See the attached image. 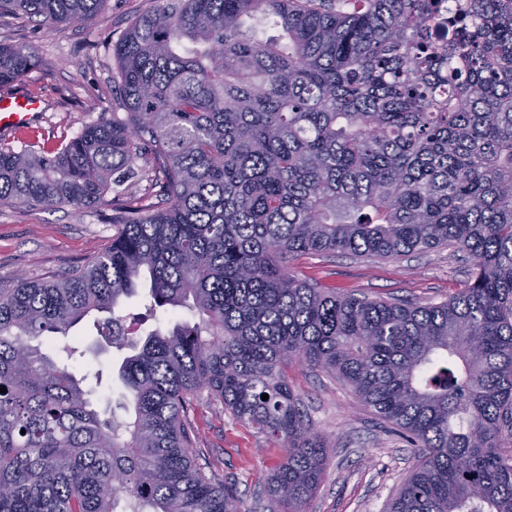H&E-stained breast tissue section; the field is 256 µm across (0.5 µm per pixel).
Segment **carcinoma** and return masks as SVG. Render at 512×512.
I'll use <instances>...</instances> for the list:
<instances>
[{
  "instance_id": "1",
  "label": "carcinoma",
  "mask_w": 512,
  "mask_h": 512,
  "mask_svg": "<svg viewBox=\"0 0 512 512\" xmlns=\"http://www.w3.org/2000/svg\"><path fill=\"white\" fill-rule=\"evenodd\" d=\"M104 3L0 0V18L74 24ZM112 58V117L51 151L0 142V206L110 204L118 225L87 266L0 285V512H237L192 448L202 390L283 448L268 510L299 512L325 453L294 362L418 449L389 512H512V0H156ZM35 62L0 44V85ZM436 248L470 263L441 304L288 270ZM140 288L171 317L135 338L120 307ZM96 313L122 419L78 347L37 344Z\"/></svg>"
}]
</instances>
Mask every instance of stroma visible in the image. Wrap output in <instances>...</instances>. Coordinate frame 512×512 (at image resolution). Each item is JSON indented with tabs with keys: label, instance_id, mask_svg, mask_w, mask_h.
<instances>
[{
	"label": "stroma",
	"instance_id": "stroma-1",
	"mask_svg": "<svg viewBox=\"0 0 512 512\" xmlns=\"http://www.w3.org/2000/svg\"><path fill=\"white\" fill-rule=\"evenodd\" d=\"M155 0H105L101 11L79 26H42L23 18L0 19V43L34 47L39 63L20 90L41 99L38 121L23 137L55 144L112 110V52L107 38H120ZM115 226L91 210L39 206L0 208V284L17 276L37 280L90 263L112 241ZM298 278L325 288L371 298H404L440 304L467 286L468 265L447 249L393 260L346 253L301 255L288 263ZM84 361L103 373L101 407L115 408L121 391L116 358L98 344L93 323L71 331ZM286 375L325 439L323 480L301 512H388L415 461L416 448L384 427L358 402L352 388L328 373L291 364ZM189 435L199 448L206 476L235 487L238 512H263L268 478L284 451L239 422L208 393L187 413Z\"/></svg>",
	"mask_w": 512,
	"mask_h": 512
}]
</instances>
